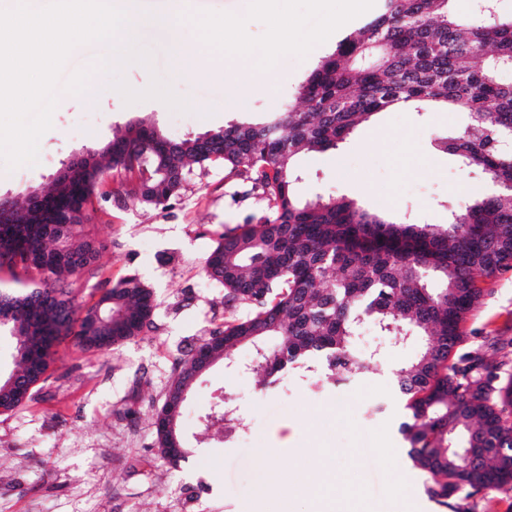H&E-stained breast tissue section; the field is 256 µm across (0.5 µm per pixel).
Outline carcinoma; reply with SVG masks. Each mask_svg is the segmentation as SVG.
<instances>
[{"mask_svg":"<svg viewBox=\"0 0 512 512\" xmlns=\"http://www.w3.org/2000/svg\"><path fill=\"white\" fill-rule=\"evenodd\" d=\"M450 2L381 0L379 13L339 40L300 85L303 111L289 107L263 123H231L179 141L137 121L105 146L81 151V167L62 164L40 187V202L3 210L0 266L27 261L32 275L27 291L0 292L15 308L0 330L18 337L19 372L46 382L62 336L110 351L152 324V290L135 274L100 289L92 303L78 297L75 281L97 274L101 244L81 233L68 208L121 203L104 190L106 174L120 176L140 205L165 207L193 169L221 166L260 188L266 203L259 227L222 233L204 261L207 277L224 288V309L247 313L176 360L167 397L195 377L197 352L230 361L245 344L270 388L290 371L318 367L325 377L316 382L334 381L339 365L363 367L354 342L369 323L395 345H416L395 381L407 411L401 432L408 457L428 474L426 494L448 507L462 492L476 500L511 491L512 359L492 363L459 346L484 296L481 284L512 270V84L499 79L501 68L512 67V18L490 15L493 0H478L468 17ZM401 104L465 114L463 129L437 146L485 174L493 194L450 210L444 228L387 221L347 197L297 196L300 154L335 148ZM11 377L0 375L8 412L27 402ZM209 417L224 422L226 435L247 426L230 398ZM156 435L162 458L178 466L186 454L170 457L171 433L158 427Z\"/></svg>","mask_w":512,"mask_h":512,"instance_id":"obj_1","label":"carcinoma"}]
</instances>
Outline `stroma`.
I'll return each mask as SVG.
<instances>
[{"label": "stroma", "instance_id": "obj_1", "mask_svg": "<svg viewBox=\"0 0 512 512\" xmlns=\"http://www.w3.org/2000/svg\"><path fill=\"white\" fill-rule=\"evenodd\" d=\"M138 43L150 51L151 63L125 66L127 84L142 90L159 77L188 101L190 111L157 99L125 104L107 76L94 73L95 102L58 90L38 164L12 172L0 167V195L24 202L31 190L53 179L73 151L102 146L138 120L154 123L172 140L231 121H266L294 103L298 86L336 47L331 38L306 58L283 56L271 71L269 89L245 95L231 90L221 68L174 71L173 48L159 27L143 23ZM464 124L459 112L380 113L340 147L301 157L296 193L303 199L346 195L395 219L445 225L449 209L493 191L484 174L461 168L455 156L434 147L436 139L457 134ZM262 207L251 183L213 168L192 175L167 207L129 201L93 216L86 230L102 249L97 277L82 281L84 294L93 293L102 279L137 274L153 291V326L107 352L87 351L65 339L56 369L40 391L22 409L0 415V512H258L283 500L291 512H314L308 497H289L286 481L308 478L304 455L321 448L346 449L341 464L362 490L366 512H447L426 495V476L412 467L399 432L405 409L394 374L416 350L392 344L368 324L357 346L377 357L343 391L329 386L315 393L296 379L267 390L262 372L244 369L253 359L247 345L236 354L238 370L216 361L181 409L185 462L175 469L161 457L155 421L175 378L174 362L228 319L224 292L205 276L203 261L220 234ZM487 288L462 348L482 349L496 360L494 341L512 338V270L488 281ZM221 395L235 398L248 423L245 432L227 439L219 427L201 422ZM378 395L385 408L377 424L366 425L360 406ZM287 425L296 429L292 445L276 447L272 438ZM271 469L284 476V484L256 496Z\"/></svg>", "mask_w": 512, "mask_h": 512}]
</instances>
